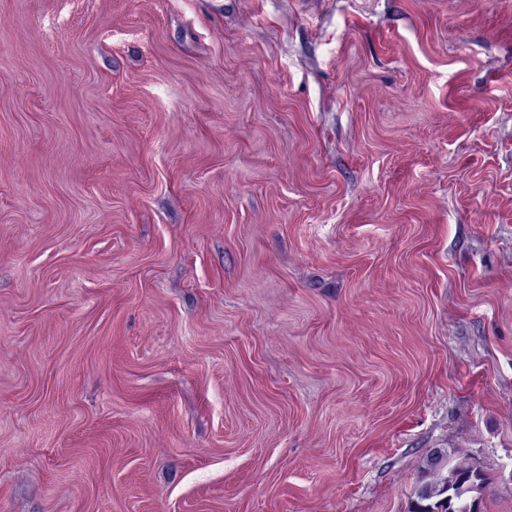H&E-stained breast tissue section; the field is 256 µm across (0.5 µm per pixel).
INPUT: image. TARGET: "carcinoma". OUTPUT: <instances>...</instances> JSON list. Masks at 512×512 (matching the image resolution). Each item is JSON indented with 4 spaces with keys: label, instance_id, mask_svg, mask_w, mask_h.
I'll use <instances>...</instances> for the list:
<instances>
[{
    "label": "carcinoma",
    "instance_id": "cac0c4a2",
    "mask_svg": "<svg viewBox=\"0 0 512 512\" xmlns=\"http://www.w3.org/2000/svg\"><path fill=\"white\" fill-rule=\"evenodd\" d=\"M450 456L448 450L437 449L426 457L411 512H480L477 494L485 488V473L468 458L450 467Z\"/></svg>",
    "mask_w": 512,
    "mask_h": 512
}]
</instances>
